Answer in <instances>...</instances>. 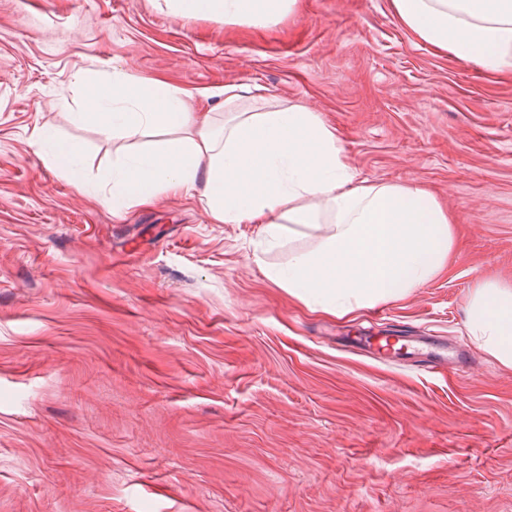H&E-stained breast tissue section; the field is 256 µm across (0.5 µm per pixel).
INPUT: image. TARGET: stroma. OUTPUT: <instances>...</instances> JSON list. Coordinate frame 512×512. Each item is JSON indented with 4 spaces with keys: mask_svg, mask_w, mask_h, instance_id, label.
Listing matches in <instances>:
<instances>
[{
    "mask_svg": "<svg viewBox=\"0 0 512 512\" xmlns=\"http://www.w3.org/2000/svg\"><path fill=\"white\" fill-rule=\"evenodd\" d=\"M89 64L312 105L356 180L448 208L446 269L337 319L264 273L325 231L271 249L195 194L113 216L34 145L51 126L111 189L136 145L78 119ZM479 275L512 284V72L436 52L390 0H300L267 25L0 0V512H512V370L462 324ZM390 335L410 355L374 350ZM457 345L466 362L427 369Z\"/></svg>",
    "mask_w": 512,
    "mask_h": 512,
    "instance_id": "35a3bbf8",
    "label": "stroma"
}]
</instances>
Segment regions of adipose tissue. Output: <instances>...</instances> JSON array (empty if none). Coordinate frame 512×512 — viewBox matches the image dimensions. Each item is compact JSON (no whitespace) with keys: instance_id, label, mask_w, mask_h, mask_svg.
Segmentation results:
<instances>
[{"instance_id":"obj_1","label":"adipose tissue","mask_w":512,"mask_h":512,"mask_svg":"<svg viewBox=\"0 0 512 512\" xmlns=\"http://www.w3.org/2000/svg\"><path fill=\"white\" fill-rule=\"evenodd\" d=\"M298 0H167L178 14L216 20L272 22ZM394 14L436 52L495 75L512 69V0H390ZM79 119L113 138L149 139L112 172L101 202L113 214L149 205L161 195L192 191L218 224L261 225L279 242L288 225L331 232L320 249L297 253L287 267L267 270L309 310L343 318L404 299L447 265L453 217L418 185L355 181L328 127L309 105L239 111L244 90L222 88L224 119L189 107L192 91L127 74L99 80L78 70ZM57 175L85 189L82 148L41 133ZM475 345L512 368V287L479 281L464 311Z\"/></svg>"}]
</instances>
